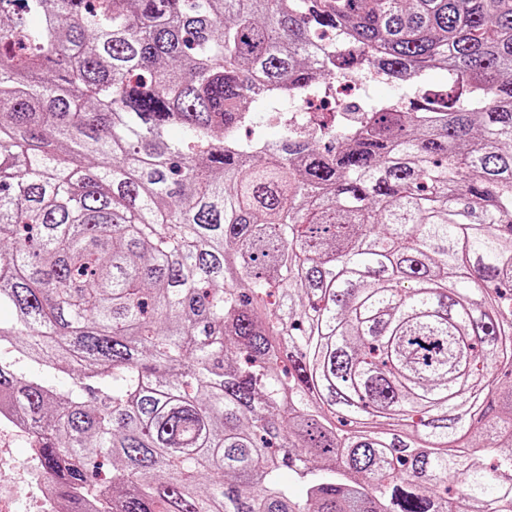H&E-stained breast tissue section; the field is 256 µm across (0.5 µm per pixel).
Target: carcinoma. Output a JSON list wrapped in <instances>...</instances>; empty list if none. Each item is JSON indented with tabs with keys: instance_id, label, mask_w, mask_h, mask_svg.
Masks as SVG:
<instances>
[{
	"instance_id": "cac0c4a2",
	"label": "carcinoma",
	"mask_w": 512,
	"mask_h": 512,
	"mask_svg": "<svg viewBox=\"0 0 512 512\" xmlns=\"http://www.w3.org/2000/svg\"><path fill=\"white\" fill-rule=\"evenodd\" d=\"M1 307L66 512H512V0H0ZM379 81H388L383 75L377 74L373 70L364 68L351 69L343 77L336 79L332 84V99L335 110L344 111L347 107V95L343 90H361L366 88L364 96H369L372 101H384L393 98L395 95H401L402 90L394 89L389 84H375ZM362 96V98L364 97ZM288 110L286 112H269L271 116H279L281 118L280 125L296 124L299 128L310 127L318 134L319 126L315 120L314 112H310L307 108V103H288ZM302 117V123H297V118Z\"/></svg>"
}]
</instances>
